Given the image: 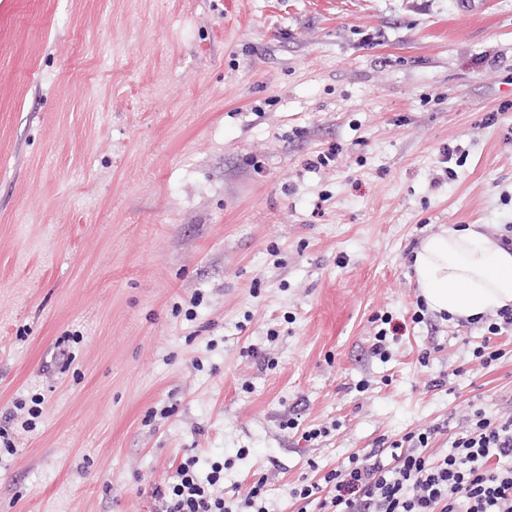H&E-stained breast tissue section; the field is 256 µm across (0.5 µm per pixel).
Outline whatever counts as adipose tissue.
I'll use <instances>...</instances> for the list:
<instances>
[{"label": "adipose tissue", "mask_w": 512, "mask_h": 512, "mask_svg": "<svg viewBox=\"0 0 512 512\" xmlns=\"http://www.w3.org/2000/svg\"><path fill=\"white\" fill-rule=\"evenodd\" d=\"M413 265L434 312L468 322L512 306V249L486 225H440L415 249Z\"/></svg>", "instance_id": "obj_1"}]
</instances>
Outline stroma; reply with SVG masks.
Returning <instances> with one entry per match:
<instances>
[{
	"instance_id": "1",
	"label": "stroma",
	"mask_w": 512,
	"mask_h": 512,
	"mask_svg": "<svg viewBox=\"0 0 512 512\" xmlns=\"http://www.w3.org/2000/svg\"><path fill=\"white\" fill-rule=\"evenodd\" d=\"M486 2L0 0V512H154L189 456L297 512L353 454L512 412V333L420 310L412 268L512 224Z\"/></svg>"
}]
</instances>
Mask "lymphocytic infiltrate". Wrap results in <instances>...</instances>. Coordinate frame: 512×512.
<instances>
[{
  "label": "lymphocytic infiltrate",
  "mask_w": 512,
  "mask_h": 512,
  "mask_svg": "<svg viewBox=\"0 0 512 512\" xmlns=\"http://www.w3.org/2000/svg\"><path fill=\"white\" fill-rule=\"evenodd\" d=\"M431 432L393 442L389 458L370 452L332 470L322 484L293 488L298 512H512V414L488 418L475 410L448 437V452L431 459ZM197 461L178 464L171 482L155 487V512H229L220 489L222 466L199 478Z\"/></svg>",
  "instance_id": "lymphocytic-infiltrate-1"
}]
</instances>
